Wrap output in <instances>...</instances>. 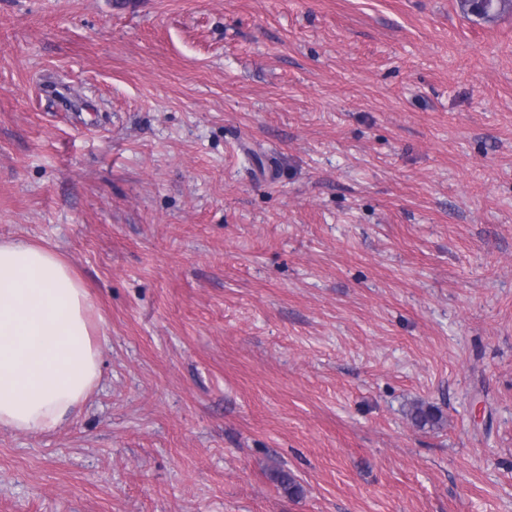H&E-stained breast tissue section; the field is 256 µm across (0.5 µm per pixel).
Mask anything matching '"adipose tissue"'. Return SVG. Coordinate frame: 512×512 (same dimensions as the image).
<instances>
[{"instance_id": "1", "label": "adipose tissue", "mask_w": 512, "mask_h": 512, "mask_svg": "<svg viewBox=\"0 0 512 512\" xmlns=\"http://www.w3.org/2000/svg\"><path fill=\"white\" fill-rule=\"evenodd\" d=\"M92 300L54 249L0 241V428L56 429L96 388Z\"/></svg>"}]
</instances>
